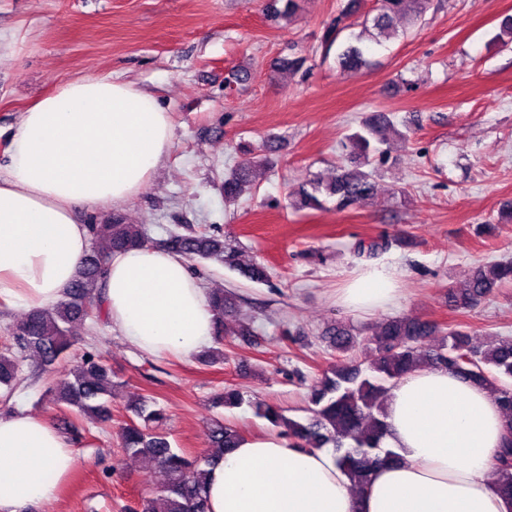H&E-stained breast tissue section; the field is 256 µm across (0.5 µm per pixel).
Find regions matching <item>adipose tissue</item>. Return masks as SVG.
<instances>
[{"label": "adipose tissue", "mask_w": 512, "mask_h": 512, "mask_svg": "<svg viewBox=\"0 0 512 512\" xmlns=\"http://www.w3.org/2000/svg\"><path fill=\"white\" fill-rule=\"evenodd\" d=\"M173 140L156 99L108 75L62 83L27 107L0 175V300L54 307L91 247L77 208L138 196ZM395 299L383 267L342 296L345 307L365 311ZM101 305L111 330L150 355L187 358L215 340L204 288L184 258L164 249L112 254ZM386 414L383 445L399 460L375 468L362 494L351 492L332 449L257 435L209 467L208 512H512L491 475L504 422L489 390L422 368L398 380ZM76 464L50 421L0 416V512L56 500Z\"/></svg>", "instance_id": "1"}]
</instances>
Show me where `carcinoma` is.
Masks as SVG:
<instances>
[{
    "instance_id": "obj_1",
    "label": "carcinoma",
    "mask_w": 512,
    "mask_h": 512,
    "mask_svg": "<svg viewBox=\"0 0 512 512\" xmlns=\"http://www.w3.org/2000/svg\"><path fill=\"white\" fill-rule=\"evenodd\" d=\"M378 13L363 21V33L345 46L336 56L338 68L350 72L370 65L368 49L362 45L363 35L391 38L396 35L395 22L404 19L410 24L421 20L428 0H379ZM354 2L343 7L324 35L325 48L345 30L344 19L353 12ZM297 9L296 0H270L268 12L273 19L290 18ZM398 134L393 121L382 112H375L360 124V129L346 137L345 159L336 176L324 182L313 180L297 192L302 209H316L327 199L336 208L345 210L362 205L374 193L373 171L365 167L374 161L387 159L383 149L388 136ZM247 158L224 177V200H239L252 191L253 166L246 147ZM88 231L92 249L82 261L72 287L51 309H31L25 318L10 328L12 346L0 350V388L3 398L9 399L21 382L22 361L33 353L46 372L55 369L60 361L73 360L67 379L55 388L54 399L60 410L76 409L83 415L102 422L112 421V372L101 356L85 351L70 352L72 335L81 328L91 327L101 317L100 297L104 282L105 263L118 251L152 245L142 224H131L120 214L112 220L98 223L90 220ZM162 247L183 255L187 260L214 259L254 283L269 280L267 266L242 263L236 248L224 242L220 228L208 231L172 232L162 241ZM384 240H360L355 245L357 255L374 256L385 250ZM512 282V261H492L473 267L464 287L450 291L448 300L457 310L470 311L482 300L492 296L504 283ZM215 312V336L222 343L226 336L242 340L253 335L248 324L233 329L224 317L237 311L232 295L222 290L209 294ZM442 333L445 342L437 346L426 344L427 338ZM326 341L334 352L347 356L358 347L350 329L336 326L326 331ZM373 351L366 369L354 360L339 362L322 370L310 388L308 416L296 420L285 416L276 406L261 400L252 402L255 414L266 419L278 432L293 440L300 448H331L337 464L347 472L353 486L368 484L374 468L395 458L381 447L387 432L386 399L395 383L407 373L430 367L444 369L458 378L488 389L505 412L506 433L501 448L494 455L492 471L500 493L512 502V338L509 336L480 341L459 325L446 328L420 318L399 317L384 321L379 330L367 340ZM216 405L235 408L243 403L241 394L230 387L217 394ZM134 419L121 426L120 449L123 455L142 457L156 463L165 473V482L153 495L142 498L138 512H207L203 495V476L206 467L225 453L239 447L243 437L239 429L215 419L207 429L211 453L204 457H188L172 450L167 437L155 424L163 419L157 401L142 397L131 406Z\"/></svg>"
}]
</instances>
